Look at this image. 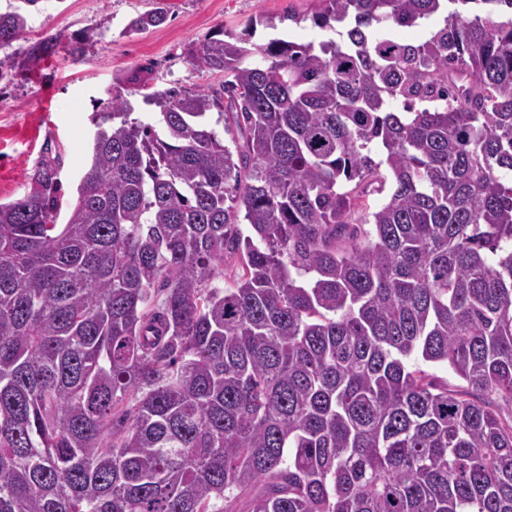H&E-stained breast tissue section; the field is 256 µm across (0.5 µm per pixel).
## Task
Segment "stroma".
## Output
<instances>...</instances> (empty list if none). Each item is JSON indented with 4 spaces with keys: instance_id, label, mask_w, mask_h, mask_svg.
Masks as SVG:
<instances>
[{
    "instance_id": "35a3bbf8",
    "label": "stroma",
    "mask_w": 512,
    "mask_h": 512,
    "mask_svg": "<svg viewBox=\"0 0 512 512\" xmlns=\"http://www.w3.org/2000/svg\"><path fill=\"white\" fill-rule=\"evenodd\" d=\"M166 22L143 33L127 29L131 19L153 9L156 0H40L29 9L27 39L0 49V201L23 195L28 177L45 146L61 155L60 181L64 205L76 200V188L89 162L95 133L92 117L126 78L151 66L145 80L162 90L178 82L189 88L218 87L223 77L194 68L192 54L216 30L238 35L254 24L252 43L263 45L275 30L265 17L293 12L300 22H286L285 39L318 43L336 39L335 30L317 27L312 15L317 0H165ZM93 32L81 61L64 47L34 64L26 63V42L48 34L68 38Z\"/></svg>"
}]
</instances>
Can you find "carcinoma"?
Masks as SVG:
<instances>
[{
	"label": "carcinoma",
	"instance_id": "1",
	"mask_svg": "<svg viewBox=\"0 0 512 512\" xmlns=\"http://www.w3.org/2000/svg\"><path fill=\"white\" fill-rule=\"evenodd\" d=\"M319 3L0 202V512H512V0Z\"/></svg>",
	"mask_w": 512,
	"mask_h": 512
}]
</instances>
